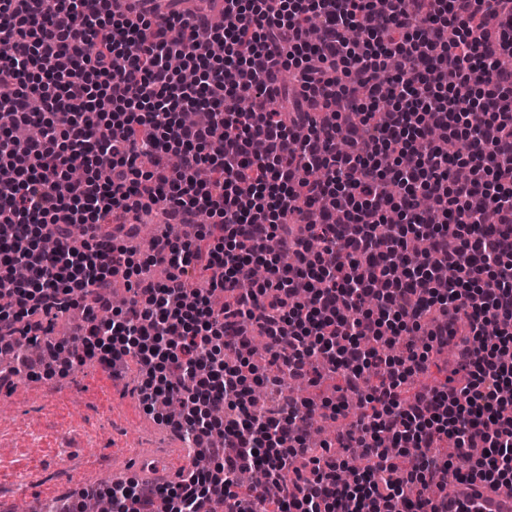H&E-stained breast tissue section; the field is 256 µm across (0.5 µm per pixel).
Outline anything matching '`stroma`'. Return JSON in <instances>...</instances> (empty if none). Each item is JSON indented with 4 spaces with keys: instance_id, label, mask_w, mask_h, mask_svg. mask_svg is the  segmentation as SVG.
Here are the masks:
<instances>
[{
    "instance_id": "35a3bbf8",
    "label": "stroma",
    "mask_w": 512,
    "mask_h": 512,
    "mask_svg": "<svg viewBox=\"0 0 512 512\" xmlns=\"http://www.w3.org/2000/svg\"><path fill=\"white\" fill-rule=\"evenodd\" d=\"M139 378L136 364L115 381L89 360L0 391V505L21 512L46 487L77 497L117 478L143 480L137 450L160 451L179 433L143 408Z\"/></svg>"
}]
</instances>
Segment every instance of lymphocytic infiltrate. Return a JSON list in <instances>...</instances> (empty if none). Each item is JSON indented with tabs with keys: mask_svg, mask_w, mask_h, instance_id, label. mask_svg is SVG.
Listing matches in <instances>:
<instances>
[{
	"mask_svg": "<svg viewBox=\"0 0 512 512\" xmlns=\"http://www.w3.org/2000/svg\"><path fill=\"white\" fill-rule=\"evenodd\" d=\"M181 2L160 23L107 0H0V349L83 305L80 345L58 343L67 368L128 356L147 409L179 392L173 425L223 472L228 512H414L434 488L429 512H448L454 482L512 483V0H224L208 28ZM275 68L290 79L273 95ZM152 209L223 234L155 240L169 274L150 281L123 244L133 229L97 228ZM120 271L133 297L99 317ZM460 321L463 378L414 389ZM250 333L290 378H342L329 419L350 395L369 405L337 437L365 462L354 481L310 446L313 400L253 408L272 377L247 387L228 361ZM394 344L404 355L385 356ZM257 466L277 498L238 491ZM212 473L167 488L170 512H201Z\"/></svg>",
	"mask_w": 512,
	"mask_h": 512,
	"instance_id": "obj_1",
	"label": "lymphocytic infiltrate"
}]
</instances>
